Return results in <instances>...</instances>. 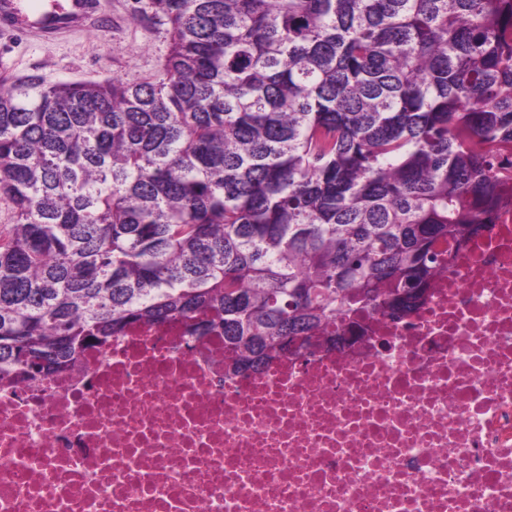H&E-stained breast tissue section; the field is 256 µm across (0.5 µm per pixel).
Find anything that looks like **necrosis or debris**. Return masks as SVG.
<instances>
[{"mask_svg": "<svg viewBox=\"0 0 512 512\" xmlns=\"http://www.w3.org/2000/svg\"><path fill=\"white\" fill-rule=\"evenodd\" d=\"M361 322L247 377L173 324L0 380V512H512V207Z\"/></svg>", "mask_w": 512, "mask_h": 512, "instance_id": "obj_1", "label": "necrosis or debris"}]
</instances>
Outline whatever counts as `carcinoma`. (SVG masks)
<instances>
[{"label": "carcinoma", "instance_id": "1", "mask_svg": "<svg viewBox=\"0 0 512 512\" xmlns=\"http://www.w3.org/2000/svg\"><path fill=\"white\" fill-rule=\"evenodd\" d=\"M138 82L0 87V378L179 322L224 373L402 319L512 206V0H146Z\"/></svg>", "mask_w": 512, "mask_h": 512}]
</instances>
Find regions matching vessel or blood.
Wrapping results in <instances>:
<instances>
[{"label": "vessel or blood", "mask_w": 512, "mask_h": 512, "mask_svg": "<svg viewBox=\"0 0 512 512\" xmlns=\"http://www.w3.org/2000/svg\"><path fill=\"white\" fill-rule=\"evenodd\" d=\"M101 18V0H51L32 6L29 0H0V38L18 36L53 43L72 33L94 29Z\"/></svg>", "instance_id": "b4317fda"}]
</instances>
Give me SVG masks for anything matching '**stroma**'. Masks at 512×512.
I'll list each match as a JSON object with an SVG mask.
<instances>
[{"label":"stroma","instance_id":"35a3bbf8","mask_svg":"<svg viewBox=\"0 0 512 512\" xmlns=\"http://www.w3.org/2000/svg\"><path fill=\"white\" fill-rule=\"evenodd\" d=\"M111 21L53 45L0 41V77L35 74L45 83L137 82L158 73L169 51L165 26L134 19V0H101Z\"/></svg>","mask_w":512,"mask_h":512}]
</instances>
